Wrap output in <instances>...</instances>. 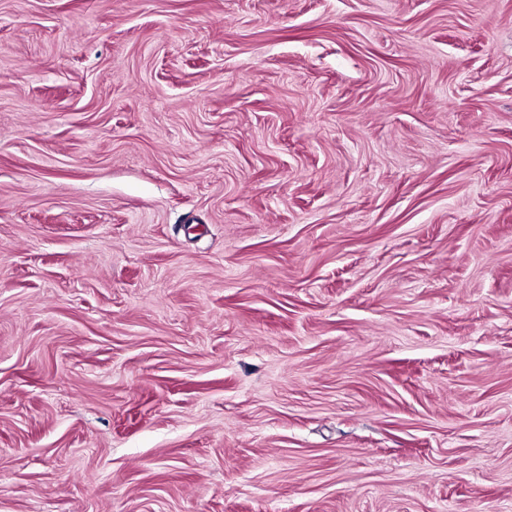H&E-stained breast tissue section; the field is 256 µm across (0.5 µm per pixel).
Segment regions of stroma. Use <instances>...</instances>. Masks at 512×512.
<instances>
[{
	"mask_svg": "<svg viewBox=\"0 0 512 512\" xmlns=\"http://www.w3.org/2000/svg\"><path fill=\"white\" fill-rule=\"evenodd\" d=\"M0 512H512V0H0Z\"/></svg>",
	"mask_w": 512,
	"mask_h": 512,
	"instance_id": "obj_1",
	"label": "stroma"
}]
</instances>
